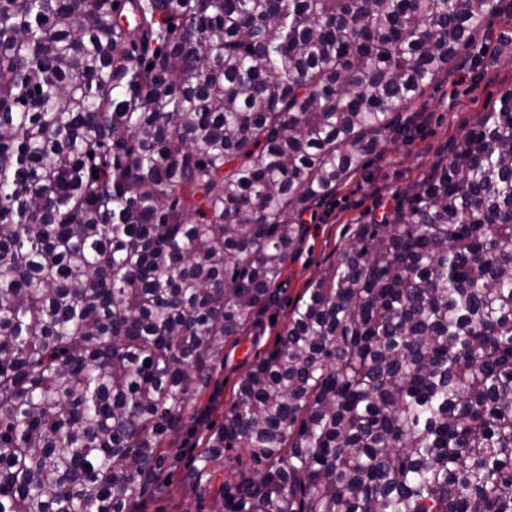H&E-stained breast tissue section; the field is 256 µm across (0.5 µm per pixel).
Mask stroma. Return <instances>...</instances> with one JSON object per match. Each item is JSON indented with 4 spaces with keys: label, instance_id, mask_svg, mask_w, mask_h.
Returning a JSON list of instances; mask_svg holds the SVG:
<instances>
[{
    "label": "stroma",
    "instance_id": "35a3bbf8",
    "mask_svg": "<svg viewBox=\"0 0 512 512\" xmlns=\"http://www.w3.org/2000/svg\"><path fill=\"white\" fill-rule=\"evenodd\" d=\"M479 44L483 53L468 63L466 71H451L426 89L414 106V121L404 138L384 142L369 156L364 170L304 213L306 238L284 276L277 303L261 314L253 338L224 348V360L198 401L206 410L205 420L185 417L180 430L167 438L173 477L166 488L148 490L140 512H212L214 486L193 485L185 475L202 449V436L222 423L248 365L272 345L310 279L352 243L356 225L390 206L396 193L420 182L438 161L450 157L484 111L512 89V13L497 15Z\"/></svg>",
    "mask_w": 512,
    "mask_h": 512
}]
</instances>
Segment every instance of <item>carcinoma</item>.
Masks as SVG:
<instances>
[{
    "mask_svg": "<svg viewBox=\"0 0 512 512\" xmlns=\"http://www.w3.org/2000/svg\"><path fill=\"white\" fill-rule=\"evenodd\" d=\"M500 0H0V512H132L219 346ZM216 512H512V89L355 229L208 431Z\"/></svg>",
    "mask_w": 512,
    "mask_h": 512,
    "instance_id": "1",
    "label": "carcinoma"
}]
</instances>
